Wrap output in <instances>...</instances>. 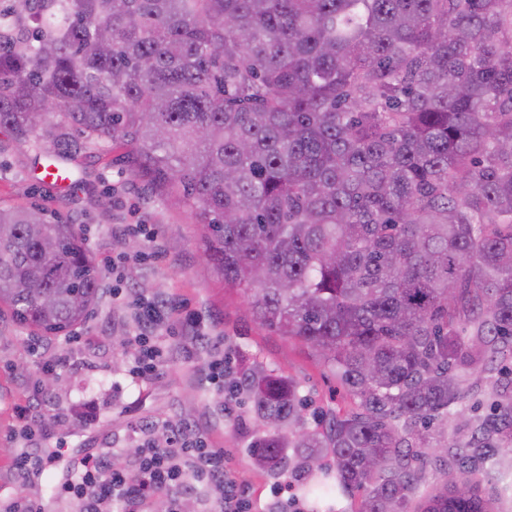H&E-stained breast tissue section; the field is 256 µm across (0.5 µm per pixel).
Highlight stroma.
I'll return each mask as SVG.
<instances>
[{
	"mask_svg": "<svg viewBox=\"0 0 512 512\" xmlns=\"http://www.w3.org/2000/svg\"><path fill=\"white\" fill-rule=\"evenodd\" d=\"M52 162L69 167L68 184L44 181L42 168ZM31 205L76 225L101 277L95 305L69 335H36L8 310L0 311V512L23 489L12 470L20 450L59 453L56 467L23 490L43 498L48 512H79L54 492L68 463L141 447L151 428L162 426L203 435L224 449L253 512L278 504L274 491L281 478L249 456L250 406L211 382L209 366L219 353L228 370L262 361L300 384L308 413L345 412L355 401L327 365L307 345L253 319L246 296L225 287L201 261L202 229L190 206L149 192L121 150L43 139L24 143L0 129V207ZM135 224L145 225L147 236L129 233ZM138 298L176 306L164 329L167 360L146 379L131 376L125 363L124 344L136 327L131 303ZM48 373L55 383L34 415L44 433L21 438L14 407ZM89 402L97 408L95 417L76 418L75 408Z\"/></svg>",
	"mask_w": 512,
	"mask_h": 512,
	"instance_id": "1",
	"label": "stroma"
}]
</instances>
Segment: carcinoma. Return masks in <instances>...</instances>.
<instances>
[{"label":"carcinoma","mask_w":512,"mask_h":512,"mask_svg":"<svg viewBox=\"0 0 512 512\" xmlns=\"http://www.w3.org/2000/svg\"><path fill=\"white\" fill-rule=\"evenodd\" d=\"M125 151L190 205L252 317L316 351L356 407L308 423L255 361L251 456L363 492L359 512H497L475 479L512 443V371L466 454L422 452L468 377L512 356V0H16L0 128ZM99 270L75 225L0 207V305L57 336ZM52 302L44 305L41 296ZM451 484L414 511L425 464Z\"/></svg>","instance_id":"1"}]
</instances>
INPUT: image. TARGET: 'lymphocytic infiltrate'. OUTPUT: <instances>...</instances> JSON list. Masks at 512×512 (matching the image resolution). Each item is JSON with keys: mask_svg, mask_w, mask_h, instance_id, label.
Wrapping results in <instances>:
<instances>
[{"mask_svg": "<svg viewBox=\"0 0 512 512\" xmlns=\"http://www.w3.org/2000/svg\"><path fill=\"white\" fill-rule=\"evenodd\" d=\"M134 308L138 348L130 372L146 378L162 362L157 331L171 309L161 299L139 300ZM58 492L77 502L81 512H112L116 506L122 512H147L150 502L159 497L166 502L167 512H182V503L189 497L216 504L219 512H250L223 449L212 447L203 436L181 430L156 442L145 441L139 454L122 468L113 467L107 459L87 456Z\"/></svg>", "mask_w": 512, "mask_h": 512, "instance_id": "lymphocytic-infiltrate-1", "label": "lymphocytic infiltrate"}]
</instances>
